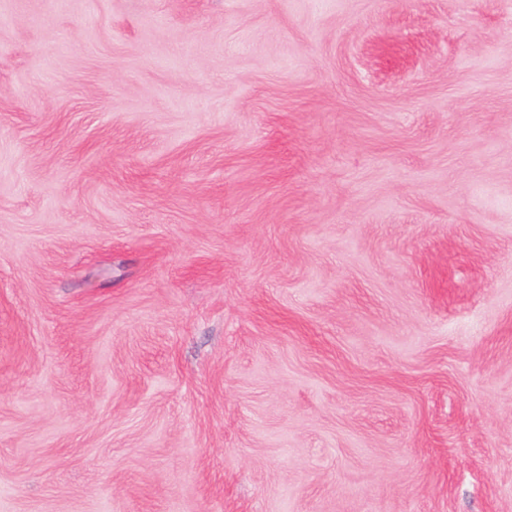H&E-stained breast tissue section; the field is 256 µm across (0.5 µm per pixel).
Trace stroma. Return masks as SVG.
<instances>
[{"instance_id": "stroma-1", "label": "stroma", "mask_w": 512, "mask_h": 512, "mask_svg": "<svg viewBox=\"0 0 512 512\" xmlns=\"http://www.w3.org/2000/svg\"><path fill=\"white\" fill-rule=\"evenodd\" d=\"M0 512H512V0H0Z\"/></svg>"}]
</instances>
